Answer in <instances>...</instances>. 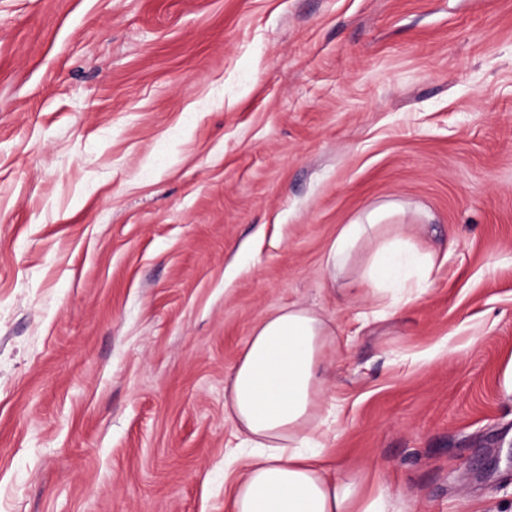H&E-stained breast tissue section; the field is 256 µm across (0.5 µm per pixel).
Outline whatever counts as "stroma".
<instances>
[{
	"instance_id": "stroma-1",
	"label": "stroma",
	"mask_w": 512,
	"mask_h": 512,
	"mask_svg": "<svg viewBox=\"0 0 512 512\" xmlns=\"http://www.w3.org/2000/svg\"><path fill=\"white\" fill-rule=\"evenodd\" d=\"M445 261L344 301L382 205ZM332 320L326 458L512 512V0H0V512H225L224 382Z\"/></svg>"
}]
</instances>
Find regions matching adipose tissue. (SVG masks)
<instances>
[{
  "label": "adipose tissue",
  "instance_id": "obj_1",
  "mask_svg": "<svg viewBox=\"0 0 512 512\" xmlns=\"http://www.w3.org/2000/svg\"><path fill=\"white\" fill-rule=\"evenodd\" d=\"M390 204L341 225L327 245L329 273L355 271L378 304L396 301L405 267L422 282L438 271L435 252L421 249ZM331 329L317 312L282 306L256 323L224 388V419L248 455L225 504L227 512H388L385 492L331 477L325 436L313 427L328 401L334 366Z\"/></svg>",
  "mask_w": 512,
  "mask_h": 512
}]
</instances>
